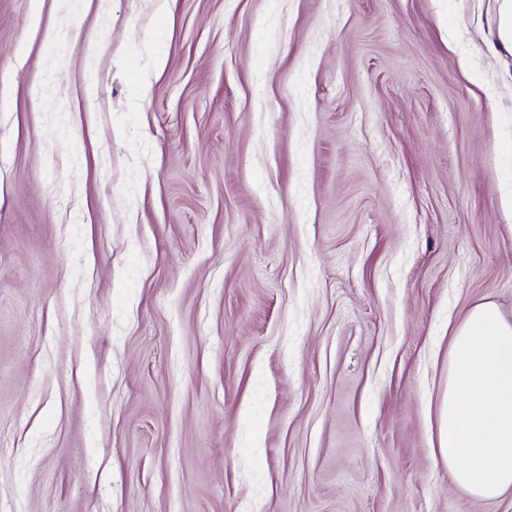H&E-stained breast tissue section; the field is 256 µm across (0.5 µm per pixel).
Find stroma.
<instances>
[{
	"instance_id": "1",
	"label": "stroma",
	"mask_w": 512,
	"mask_h": 512,
	"mask_svg": "<svg viewBox=\"0 0 512 512\" xmlns=\"http://www.w3.org/2000/svg\"><path fill=\"white\" fill-rule=\"evenodd\" d=\"M496 24L0 0V512H512L437 448L451 325L512 312Z\"/></svg>"
}]
</instances>
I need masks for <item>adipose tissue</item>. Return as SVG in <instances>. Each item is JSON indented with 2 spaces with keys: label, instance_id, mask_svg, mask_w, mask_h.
<instances>
[{
  "label": "adipose tissue",
  "instance_id": "obj_1",
  "mask_svg": "<svg viewBox=\"0 0 512 512\" xmlns=\"http://www.w3.org/2000/svg\"><path fill=\"white\" fill-rule=\"evenodd\" d=\"M439 449L450 480L471 497L512 494V316L474 304L448 344Z\"/></svg>",
  "mask_w": 512,
  "mask_h": 512
}]
</instances>
